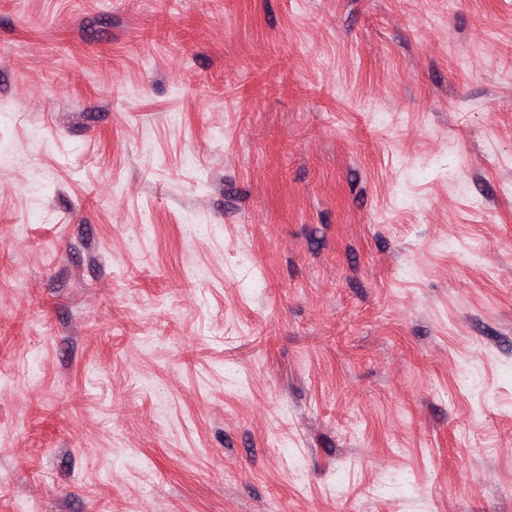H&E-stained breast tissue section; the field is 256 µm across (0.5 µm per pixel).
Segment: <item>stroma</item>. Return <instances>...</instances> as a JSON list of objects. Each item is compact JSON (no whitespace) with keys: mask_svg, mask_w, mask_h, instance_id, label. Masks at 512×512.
Instances as JSON below:
<instances>
[{"mask_svg":"<svg viewBox=\"0 0 512 512\" xmlns=\"http://www.w3.org/2000/svg\"><path fill=\"white\" fill-rule=\"evenodd\" d=\"M0 512H512V0H0Z\"/></svg>","mask_w":512,"mask_h":512,"instance_id":"obj_1","label":"stroma"}]
</instances>
